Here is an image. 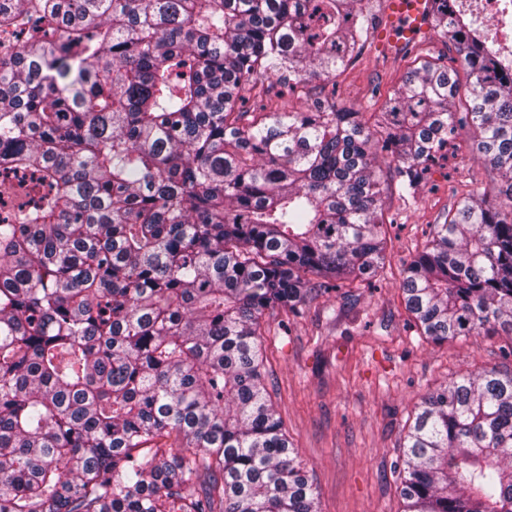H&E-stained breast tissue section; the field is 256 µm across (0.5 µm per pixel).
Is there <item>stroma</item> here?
Returning a JSON list of instances; mask_svg holds the SVG:
<instances>
[{"label":"stroma","mask_w":512,"mask_h":512,"mask_svg":"<svg viewBox=\"0 0 512 512\" xmlns=\"http://www.w3.org/2000/svg\"><path fill=\"white\" fill-rule=\"evenodd\" d=\"M372 22L362 51L336 78V103L361 111L401 86L416 51L435 52V34L401 54L381 46L385 0H362ZM500 196L496 174L478 158L443 160L416 201L389 197L386 269L371 284L341 288L299 314L267 310L262 338L268 390L318 498L320 512H402L403 438L417 403L441 386L490 370L512 372V335L433 343L420 336L400 290L403 270L429 225L439 223L466 185Z\"/></svg>","instance_id":"stroma-1"}]
</instances>
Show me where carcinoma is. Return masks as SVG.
<instances>
[{
    "mask_svg": "<svg viewBox=\"0 0 512 512\" xmlns=\"http://www.w3.org/2000/svg\"><path fill=\"white\" fill-rule=\"evenodd\" d=\"M356 2L0 0V512H317L262 317L384 269L380 158L408 203L449 152L496 173L400 288L433 342L512 335V54L431 0L459 67L345 112ZM402 466L405 512H512V372L424 397Z\"/></svg>",
    "mask_w": 512,
    "mask_h": 512,
    "instance_id": "1",
    "label": "carcinoma"
}]
</instances>
